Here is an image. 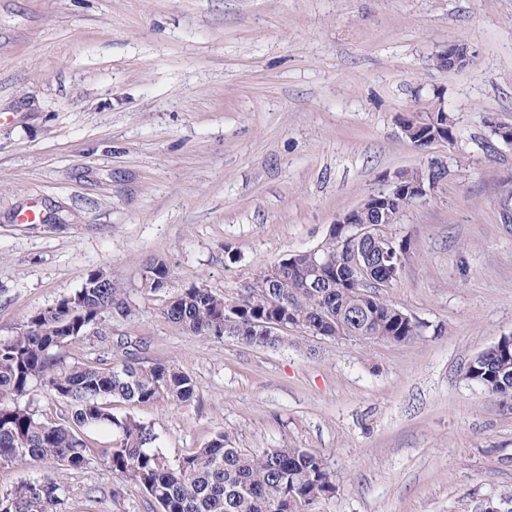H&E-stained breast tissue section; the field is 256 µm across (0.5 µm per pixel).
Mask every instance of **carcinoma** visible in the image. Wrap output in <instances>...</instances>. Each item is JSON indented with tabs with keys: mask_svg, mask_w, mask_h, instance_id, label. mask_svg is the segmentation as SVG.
<instances>
[{
	"mask_svg": "<svg viewBox=\"0 0 512 512\" xmlns=\"http://www.w3.org/2000/svg\"><path fill=\"white\" fill-rule=\"evenodd\" d=\"M425 127L415 136L421 146L434 138L457 143L456 119L449 112H424ZM447 169L433 162L408 172L387 195L388 206L357 209L358 224L373 225L389 213L397 223L416 202L411 186L438 182ZM280 268L265 266L248 288L227 300L202 286H191L161 309L165 319L184 332L205 338L275 348L288 341V330L334 339L336 332L359 342H411L428 325L402 317L398 305L373 295L351 279L350 253H341L336 236L320 244L315 259L309 251L294 254ZM170 266L157 260L145 266L141 287H166ZM101 272L90 273L82 288L47 310L32 312L19 331L0 340V465L23 468L51 465L37 477L22 478L0 490V512H61V473L80 470L97 456L115 477L136 485L158 512H307L314 501L332 498L337 486L324 454L307 448H239L224 431L201 447L170 461L158 450L153 425L133 413L112 411V400L129 405L189 404L197 397L194 379L176 363H147L133 352L108 365L60 361L58 352L94 330L102 332L105 309L131 312L122 283ZM232 315V327L224 319ZM284 326L277 336L263 334L262 324ZM464 374L473 385L502 404L512 405V337L504 336L470 358ZM67 408L58 419L42 417L19 399L35 385Z\"/></svg>",
	"mask_w": 512,
	"mask_h": 512,
	"instance_id": "obj_1",
	"label": "carcinoma"
}]
</instances>
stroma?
<instances>
[{
	"label": "stroma",
	"mask_w": 512,
	"mask_h": 512,
	"mask_svg": "<svg viewBox=\"0 0 512 512\" xmlns=\"http://www.w3.org/2000/svg\"><path fill=\"white\" fill-rule=\"evenodd\" d=\"M457 39L473 63L436 69ZM438 102L461 137L418 150L400 127ZM491 118L512 125V0H0V339L110 272L131 315L62 355L109 362L128 338L190 374L194 402L133 409L168 458L221 430L322 452L338 491L309 512H512V408L464 377L512 335V147ZM436 160L433 198L386 228L410 250L379 291L426 336L299 332L268 349L162 316L193 285L237 298ZM152 259L172 268L155 294L140 287ZM62 480L64 512H156L100 460Z\"/></svg>",
	"instance_id": "1"
}]
</instances>
